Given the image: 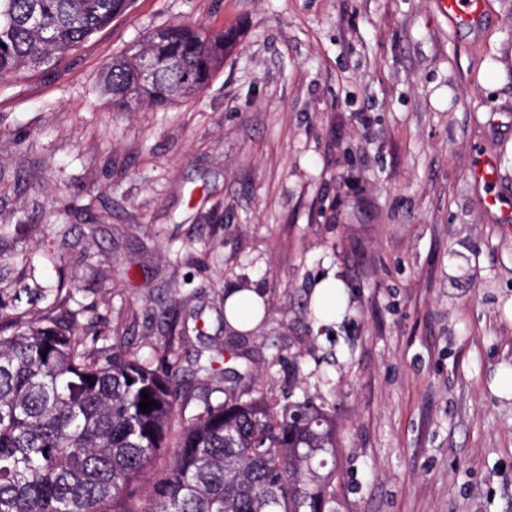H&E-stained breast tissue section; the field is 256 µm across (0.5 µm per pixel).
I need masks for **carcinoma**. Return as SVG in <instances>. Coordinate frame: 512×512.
<instances>
[{"label": "carcinoma", "instance_id": "obj_1", "mask_svg": "<svg viewBox=\"0 0 512 512\" xmlns=\"http://www.w3.org/2000/svg\"><path fill=\"white\" fill-rule=\"evenodd\" d=\"M133 0H0V78L54 66ZM235 36L167 26L112 58L119 109L198 95ZM0 328V512H333L336 418L305 397L181 388L137 354L100 355L48 315ZM91 380H86V377ZM156 406L140 409L141 392ZM215 393L221 399H212Z\"/></svg>", "mask_w": 512, "mask_h": 512}]
</instances>
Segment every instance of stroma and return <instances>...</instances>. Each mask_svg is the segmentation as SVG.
<instances>
[{
	"mask_svg": "<svg viewBox=\"0 0 512 512\" xmlns=\"http://www.w3.org/2000/svg\"><path fill=\"white\" fill-rule=\"evenodd\" d=\"M188 22L236 36L203 91L113 108L106 63ZM481 140L512 208V0L478 38L435 0H135L0 81V326L49 314L155 364L178 301V382L335 413L334 512H512V223L470 177ZM331 270L348 307L321 328ZM244 287L270 313L241 338ZM238 309L235 314L234 311ZM227 324L239 333H255L268 312L267 298L256 290L231 291L224 299Z\"/></svg>",
	"mask_w": 512,
	"mask_h": 512,
	"instance_id": "35a3bbf8",
	"label": "stroma"
}]
</instances>
